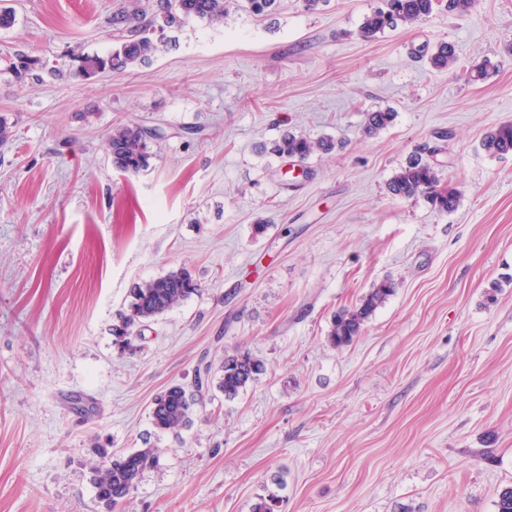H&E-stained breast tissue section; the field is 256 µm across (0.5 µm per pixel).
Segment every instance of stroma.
Returning a JSON list of instances; mask_svg holds the SVG:
<instances>
[{
    "mask_svg": "<svg viewBox=\"0 0 512 512\" xmlns=\"http://www.w3.org/2000/svg\"><path fill=\"white\" fill-rule=\"evenodd\" d=\"M120 2L0 0V512H105L96 442L161 451L122 512H495L512 487V154L481 142L512 123V0L371 39L378 0L233 8L77 76L78 54L114 46ZM441 41L448 70L424 53ZM19 54L43 63L21 82ZM379 109L395 121L365 136ZM120 124L160 129L147 170L113 166ZM288 132L335 147L270 154ZM422 148L453 213L387 189ZM182 266L200 293L120 352L134 288ZM385 279L394 295L330 346L333 312ZM236 347L257 381L157 431L155 395Z\"/></svg>",
    "mask_w": 512,
    "mask_h": 512,
    "instance_id": "stroma-1",
    "label": "stroma"
}]
</instances>
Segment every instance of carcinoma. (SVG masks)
Wrapping results in <instances>:
<instances>
[{"label":"carcinoma","instance_id":"carcinoma-1","mask_svg":"<svg viewBox=\"0 0 512 512\" xmlns=\"http://www.w3.org/2000/svg\"><path fill=\"white\" fill-rule=\"evenodd\" d=\"M440 0H385V6L373 10L361 26L362 36L373 38L398 23H413L430 16ZM241 7L254 14L270 13L277 8V0H123V5L112 13L111 24L116 44L105 55L87 54L78 57V75L88 77L106 70L122 72L136 63L150 60L159 51L165 29L180 27L190 20L218 23L224 20L232 6ZM456 62V49L451 43L439 44L430 55L431 65L450 69ZM395 119L390 111L366 113L364 133L374 135L387 128ZM162 138L158 129H145L137 125L122 124L114 127L109 136L112 164L124 173L136 174L148 167V144ZM483 149L493 155L512 153V125H500L483 138ZM334 148L328 138L311 139L288 133L276 141L272 152L279 158L305 161L320 151ZM389 192L401 199L418 196L426 198L434 208L443 213L454 211L459 203V192L441 183L438 171L429 160L414 155L390 179ZM200 286L189 270L179 267L163 276L144 282L133 293V300L119 323L112 326L115 342L127 348L130 337L137 329L155 317L180 305L199 293ZM395 284L384 280L370 289L351 308L337 311L332 319L327 339L342 348L359 336L375 310L394 294ZM212 365H198L194 370L192 385H171L158 393L151 407L154 427L161 431H174L191 419L194 406L203 402L211 383ZM262 371L260 360L249 351L234 349L224 354L217 387L227 399H233L257 380ZM98 463L93 467L92 483L98 503L107 512L127 501L137 488L143 472L158 463L156 448H137L126 453H116L100 444L93 446Z\"/></svg>","mask_w":512,"mask_h":512}]
</instances>
